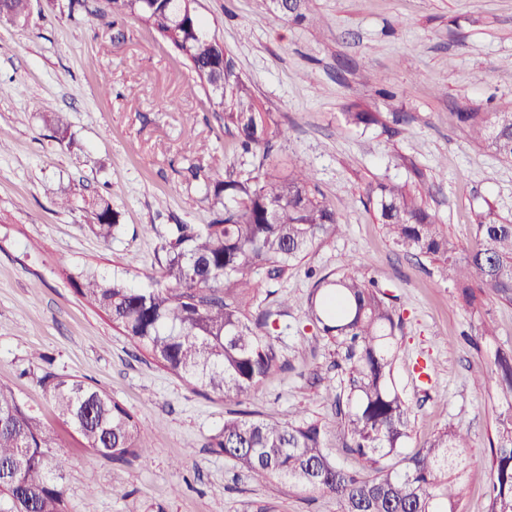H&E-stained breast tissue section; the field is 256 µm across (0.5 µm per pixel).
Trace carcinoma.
Instances as JSON below:
<instances>
[{
	"mask_svg": "<svg viewBox=\"0 0 512 512\" xmlns=\"http://www.w3.org/2000/svg\"><path fill=\"white\" fill-rule=\"evenodd\" d=\"M262 6L298 23L308 19L309 0H262ZM52 12L89 10L87 0H46ZM29 0H0V20L27 23ZM128 15L182 57L209 86L210 102L224 111V130L236 134L252 154L254 174L239 180L195 174L210 201L208 224L148 225L161 240L157 278L151 288H132L118 275L70 274L77 292L137 347L145 350L192 390L239 399L257 390L281 366L279 337L270 311L253 313L264 285L296 269L327 238L342 233L334 206L311 189L304 163L286 168L273 159L271 142L286 136L274 113L258 105L224 45L210 37L196 0H104L94 16L116 28ZM476 139L501 159L512 161V111L460 112ZM356 126L377 125L380 113L360 105L346 113ZM43 124L67 135L65 112H46ZM392 242L436 265L452 280L459 298L476 305V290L490 289L512 301V222L492 207L476 215L479 245L460 248L407 184L381 183L367 190ZM94 231L107 242L120 226V213L105 200L92 203ZM262 269L265 279L252 277ZM308 322L336 348L344 390L333 381L325 391L348 448L369 464L361 474L339 466L325 448V424L304 410L283 422L255 411L235 410L212 437L219 449L250 477L289 481L333 496L341 512H457L469 434L447 427L426 448L402 453L409 438V409L395 381L396 306L374 279L351 263L318 277L308 299ZM505 394L491 445L487 512H512V356L493 371ZM58 415L69 422L95 454L113 461L144 456L149 444L134 417L103 390L50 372L40 377ZM52 432L14 393L0 386V512H66L63 472L68 462L50 456ZM399 458L393 465L384 460Z\"/></svg>",
	"mask_w": 512,
	"mask_h": 512,
	"instance_id": "cac0c4a2",
	"label": "carcinoma"
}]
</instances>
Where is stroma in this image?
<instances>
[{
  "label": "stroma",
  "instance_id": "obj_1",
  "mask_svg": "<svg viewBox=\"0 0 512 512\" xmlns=\"http://www.w3.org/2000/svg\"><path fill=\"white\" fill-rule=\"evenodd\" d=\"M314 21L266 12L258 0H199L208 33L230 51L256 99L276 113L287 138L275 154L301 160L310 185L334 205L342 234L324 240L287 279L270 283L255 308L280 312L284 366L246 402L288 419L298 408L329 424L337 464L362 469L344 446L321 379L336 351L307 322L312 267L356 264L395 296L396 382L411 410L406 452L442 429L468 430L458 512H486L489 439L501 409L490 377L512 355V303L483 291L472 309L456 299L425 259L388 239L367 187L409 183L448 235L476 246L475 215L485 206L512 218V162L499 159L459 121L462 112L512 110V0H311ZM34 0L27 26L0 21V385L12 388L51 428L65 472L67 512H341L336 499L288 482L258 484L210 438L235 401L193 392L87 307L69 273L122 275L151 287L160 240L147 225L206 224L211 208L195 172L244 179L253 169L223 113L183 59L137 19L125 40L86 12L45 14ZM109 77L111 90L100 81ZM355 103L381 113L380 125L346 120ZM68 113L70 138L41 115ZM104 196L121 214L111 241L99 239L90 211L57 207L72 183ZM496 333H482L484 321ZM46 360L32 366V352ZM430 367L422 382L421 367ZM105 391L133 415L152 447L123 462L92 453L58 417L42 372Z\"/></svg>",
  "mask_w": 512,
  "mask_h": 512
}]
</instances>
